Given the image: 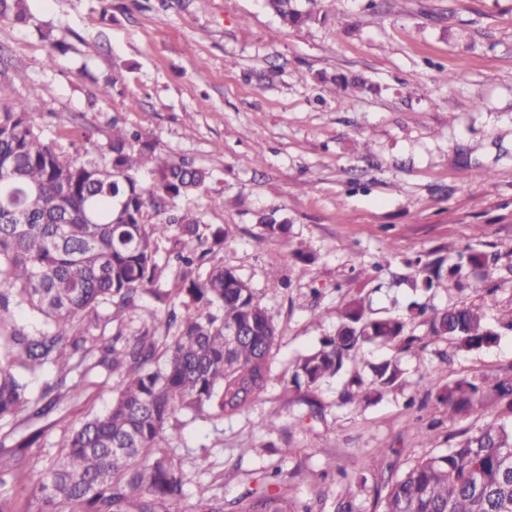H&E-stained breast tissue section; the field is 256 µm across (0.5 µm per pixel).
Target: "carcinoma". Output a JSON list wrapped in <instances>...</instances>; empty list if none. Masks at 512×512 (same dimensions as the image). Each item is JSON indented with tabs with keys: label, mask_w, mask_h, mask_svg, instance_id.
<instances>
[{
	"label": "carcinoma",
	"mask_w": 512,
	"mask_h": 512,
	"mask_svg": "<svg viewBox=\"0 0 512 512\" xmlns=\"http://www.w3.org/2000/svg\"><path fill=\"white\" fill-rule=\"evenodd\" d=\"M22 0H0V19L24 20ZM283 25L319 20L300 0H265ZM109 162L79 160L47 142L30 103L11 97L0 82V189L11 195L0 209V512H18L26 492L35 512H299L286 496L278 468L264 471L260 487L226 502L217 494L186 502L188 483L173 442L183 418L218 424L247 411L264 392L279 332L267 307L235 271L204 267L224 245V230H201V217L177 207L184 196L207 189L209 173L192 162H169L118 123L107 143ZM156 221L146 223L148 212ZM265 233L280 237L288 225L272 211L259 219ZM171 249L159 258L158 241ZM429 290L449 282L462 289L488 257L467 245L454 256L415 260ZM174 287L170 311L130 335L106 340L90 328L98 308L137 307L141 295L165 273ZM34 318L31 335L5 325L15 309ZM425 314L414 305L405 316L374 317L360 296L345 301L335 333L296 361L291 384L316 388L363 362L366 346L399 352L417 337L408 319ZM81 321L84 327L76 328ZM427 336L464 351L495 344L498 333L466 304L433 310ZM98 369L118 374L112 404L86 417L53 456L33 446L45 421L79 396ZM365 383L354 375L342 398L372 404L403 385L398 357L370 365ZM40 392L31 389L44 374ZM428 393L456 415L484 414L487 396L512 413V376L486 388L461 377L433 376ZM381 512H512V424L493 418L384 486ZM333 512H363L350 494L336 497Z\"/></svg>",
	"instance_id": "carcinoma-1"
}]
</instances>
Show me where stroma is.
<instances>
[{
  "label": "stroma",
  "mask_w": 512,
  "mask_h": 512,
  "mask_svg": "<svg viewBox=\"0 0 512 512\" xmlns=\"http://www.w3.org/2000/svg\"><path fill=\"white\" fill-rule=\"evenodd\" d=\"M27 21L0 20V80L31 101L37 124L62 149L91 134L100 161L113 124L153 141L165 159L194 160L210 174L181 200L223 228L211 262L255 289L278 327L270 380L248 411L223 423L182 426L177 446L208 451L223 480L189 471V500L231 501L255 472L280 468L288 496L331 512L355 494L380 512L374 488L475 431L428 400L407 406L429 376L495 379L512 373V331L496 345L462 351L446 340L400 355L403 390L370 405H344L343 379L296 390V360L332 335L338 310L362 292L378 314L411 302L473 304L490 323L512 310V0H336L325 20L283 26L262 0H26ZM460 72L464 81L449 84ZM360 77L343 95L330 77ZM110 84L108 96L98 93ZM285 218L271 238L259 218ZM497 256L498 289L413 291L407 259L453 255L465 244ZM276 292H269L271 282ZM162 279L120 322L162 317ZM113 378L92 374L80 400L57 410L41 439L55 454L64 434L112 401ZM322 410L312 414V402ZM276 420L277 428L264 424ZM364 474L348 486L339 470Z\"/></svg>",
  "instance_id": "stroma-1"
}]
</instances>
